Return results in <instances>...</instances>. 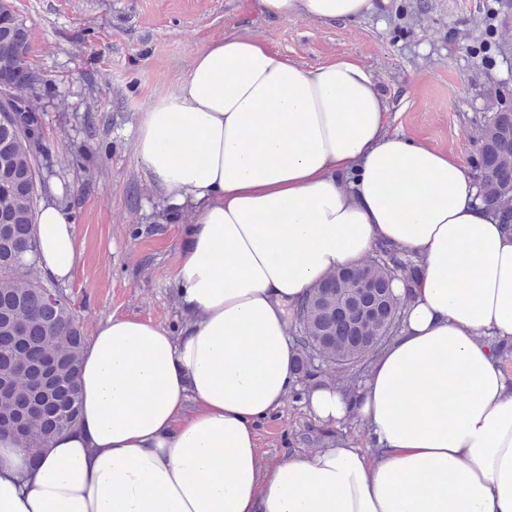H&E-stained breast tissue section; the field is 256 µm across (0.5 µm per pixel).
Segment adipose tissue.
<instances>
[{"label": "adipose tissue", "instance_id": "adipose-tissue-1", "mask_svg": "<svg viewBox=\"0 0 512 512\" xmlns=\"http://www.w3.org/2000/svg\"><path fill=\"white\" fill-rule=\"evenodd\" d=\"M380 0H257L271 18L356 21ZM135 153L170 205L192 204L177 332L112 316L86 345L77 425L29 463L0 436V512H512V231L451 154L390 129L351 56L305 69L259 37L200 53L142 113ZM39 269L81 251L59 193L40 209ZM409 255L412 302L359 388L301 389L292 339L312 284L378 246ZM303 390L327 441L285 462L260 425Z\"/></svg>", "mask_w": 512, "mask_h": 512}]
</instances>
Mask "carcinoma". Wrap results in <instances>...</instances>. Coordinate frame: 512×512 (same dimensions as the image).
Segmentation results:
<instances>
[{"mask_svg":"<svg viewBox=\"0 0 512 512\" xmlns=\"http://www.w3.org/2000/svg\"><path fill=\"white\" fill-rule=\"evenodd\" d=\"M29 32L8 0H0V66L34 85ZM496 97L484 117L474 162L482 201L512 229V112ZM48 155L45 143L0 127V432L13 435L32 459L80 416L76 385L86 336L63 291L37 274V200L32 172ZM416 265L388 246L358 268L321 278L294 314L298 372L321 383L337 372L356 382L395 336L410 303L393 290L396 275L411 287Z\"/></svg>","mask_w":512,"mask_h":512,"instance_id":"carcinoma-1","label":"carcinoma"}]
</instances>
